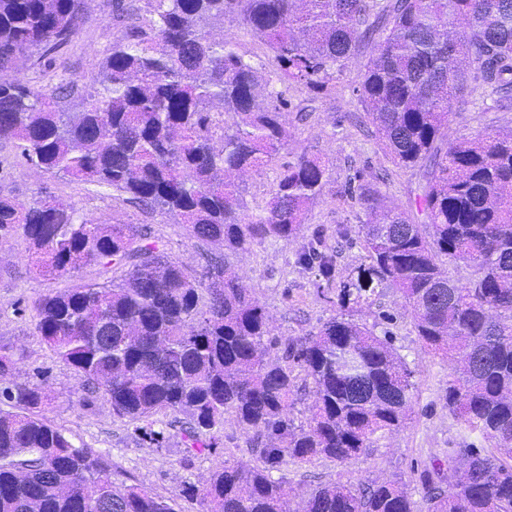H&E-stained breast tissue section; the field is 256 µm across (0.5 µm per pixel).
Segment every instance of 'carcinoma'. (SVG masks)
<instances>
[{"mask_svg": "<svg viewBox=\"0 0 512 512\" xmlns=\"http://www.w3.org/2000/svg\"><path fill=\"white\" fill-rule=\"evenodd\" d=\"M85 0H0V139L26 161L164 210L203 242L235 252L297 238L327 183L328 165L303 151L252 219L233 174L254 173L288 145L280 84L325 87L357 44L369 55L355 91L385 154L419 169L416 211L387 207L359 183L360 233L370 260L340 307L389 282L414 313L425 351L448 357V410L463 431L420 481L427 512H512V128L446 139L454 104L477 82L512 90V0H147L134 35L112 43L94 82L47 94L18 75L21 54L67 43ZM238 16L274 53L262 76L213 34ZM22 234L42 277L112 268L110 283L80 282L34 302L35 330L100 392L133 434L166 446L157 416L180 424L183 463L218 447L232 413L262 466L224 461L203 488L206 512H293L273 471L316 457L344 462L405 423L414 383L391 340L342 316L317 333L277 344L251 289L221 258L198 271L144 242L138 224L77 220L54 198L25 206L0 196V244ZM472 268L460 285L438 265ZM300 263L334 276L313 245ZM315 399L307 426L288 417L300 386ZM39 383L0 385V512H177L176 501L115 478L104 456L76 447L41 415ZM478 434L491 449L468 443ZM456 481L435 480L446 464ZM299 512H414L401 479L320 484Z\"/></svg>", "mask_w": 512, "mask_h": 512, "instance_id": "1", "label": "carcinoma"}]
</instances>
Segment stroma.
Returning a JSON list of instances; mask_svg holds the SVG:
<instances>
[{"mask_svg":"<svg viewBox=\"0 0 512 512\" xmlns=\"http://www.w3.org/2000/svg\"><path fill=\"white\" fill-rule=\"evenodd\" d=\"M145 10L146 0H86L71 41L48 51L46 65L24 69L25 79L49 91L70 79L91 85L107 50L114 41L133 34ZM224 37L260 71H274L273 53L236 16L226 17ZM367 56V45H359L327 88L292 84L286 89V120L292 138L262 171L245 176L242 187L248 213L258 214L270 199L282 165L291 161L296 151L304 149L328 161V183L296 239L288 243L268 240L229 257L265 308L273 336L293 340L317 332L323 323L343 315L388 331L396 352L413 372L416 391L410 417L377 447L342 463L319 457L303 465H282L293 489L291 506L296 512L317 485L338 480L357 484L370 478L403 479L416 512H427L418 476L459 440V425L448 410L452 366L448 360L423 352L413 311L397 288L380 285L367 302L345 309L337 303L340 289L355 282L367 262L360 235L363 208L342 197L346 181L360 177L383 195L387 205L407 209L414 203L419 179L418 171L397 168L383 154L358 100L355 89ZM510 128L512 106L479 88L456 103L448 139H472ZM0 194L26 205L53 197L73 204L81 219L140 225L171 258L193 268L204 266L216 250L215 245L191 238L172 216L113 199L111 193L95 191L68 176L53 178L42 173L25 161L16 142L10 140L0 141ZM315 238L321 239L324 252L332 258V281L323 280L316 270L303 268L299 262L304 247ZM27 257L28 244L22 236L0 245V346L11 347L16 354L15 380L43 382L51 397L43 415L61 427L75 446L102 452L118 480L176 498L180 512H204L202 499L180 498L183 484L203 485L209 473L228 460L258 462L234 416L225 417L219 448L198 455L188 467L181 461L177 429H167L170 445L162 449L134 438L131 425L113 414L102 395L86 393L74 371L57 360L37 336L33 301L50 291L71 287L73 281L66 276L34 278Z\"/></svg>","mask_w":512,"mask_h":512,"instance_id":"35a3bbf8","label":"stroma"}]
</instances>
